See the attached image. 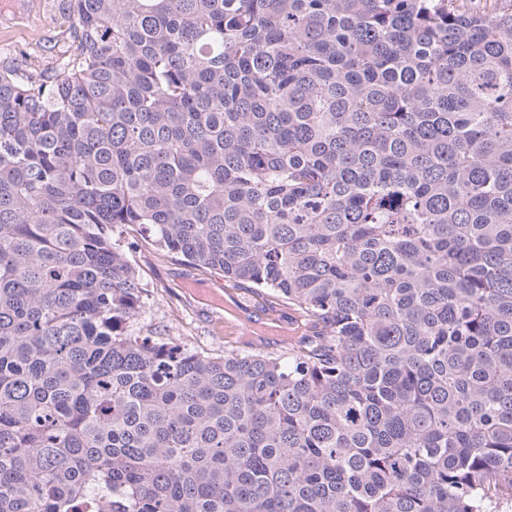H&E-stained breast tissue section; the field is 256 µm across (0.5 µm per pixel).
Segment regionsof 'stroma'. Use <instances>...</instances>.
Listing matches in <instances>:
<instances>
[{
    "label": "stroma",
    "instance_id": "stroma-1",
    "mask_svg": "<svg viewBox=\"0 0 512 512\" xmlns=\"http://www.w3.org/2000/svg\"><path fill=\"white\" fill-rule=\"evenodd\" d=\"M66 0H0V60L25 51L49 71L73 50ZM121 245L142 288L132 323L145 336H164L215 355H287L311 336L287 305L236 286L218 271H204L147 244L140 228L121 231Z\"/></svg>",
    "mask_w": 512,
    "mask_h": 512
}]
</instances>
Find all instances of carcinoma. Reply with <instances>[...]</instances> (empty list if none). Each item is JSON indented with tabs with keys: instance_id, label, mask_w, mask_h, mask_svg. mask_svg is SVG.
I'll return each instance as SVG.
<instances>
[{
	"instance_id": "carcinoma-1",
	"label": "carcinoma",
	"mask_w": 512,
	"mask_h": 512,
	"mask_svg": "<svg viewBox=\"0 0 512 512\" xmlns=\"http://www.w3.org/2000/svg\"><path fill=\"white\" fill-rule=\"evenodd\" d=\"M68 0L0 66V512L512 501V0ZM316 334L130 323L117 235Z\"/></svg>"
}]
</instances>
